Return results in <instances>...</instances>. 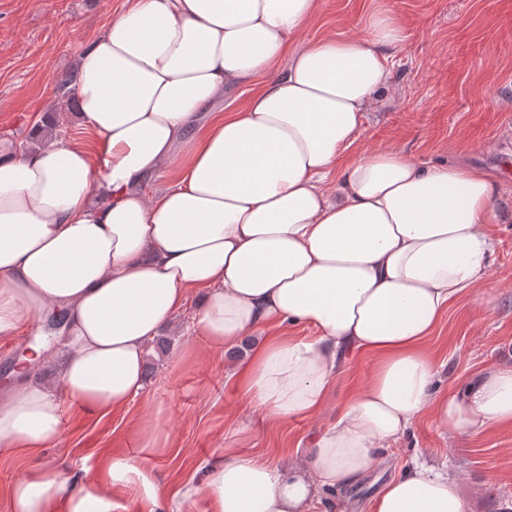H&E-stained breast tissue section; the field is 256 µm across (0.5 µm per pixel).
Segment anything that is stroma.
Here are the masks:
<instances>
[{
	"instance_id": "stroma-1",
	"label": "stroma",
	"mask_w": 512,
	"mask_h": 512,
	"mask_svg": "<svg viewBox=\"0 0 512 512\" xmlns=\"http://www.w3.org/2000/svg\"><path fill=\"white\" fill-rule=\"evenodd\" d=\"M124 3L0 0V141L26 146L48 120L71 145L95 149L93 133L69 109L61 84ZM378 5L400 25L403 41L390 51V81L349 156L384 147L426 166L458 160L498 189L500 218L491 227L495 252L485 280L451 304L426 344L442 382L458 384L484 368L512 366V0H321L301 39L361 36ZM195 308L188 303L177 315L165 365L154 368L127 408L102 419L65 409L54 447L0 458V512H11L12 486L34 468L96 474L106 456L133 447L138 427L158 411L169 446L152 468L168 488L194 478L197 464L220 448L284 464L302 455L313 431L335 422L343 402L372 375L373 358L341 363L317 415L268 421L226 376L229 353L211 351L189 332ZM418 455L451 462L472 512H496L499 502L512 500V427L452 439L425 415L388 448L387 466L346 493L323 492L314 512H371L383 485Z\"/></svg>"
}]
</instances>
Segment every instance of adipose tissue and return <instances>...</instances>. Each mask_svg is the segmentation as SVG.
<instances>
[{"label":"adipose tissue","instance_id":"adipose-tissue-1","mask_svg":"<svg viewBox=\"0 0 512 512\" xmlns=\"http://www.w3.org/2000/svg\"><path fill=\"white\" fill-rule=\"evenodd\" d=\"M319 4L132 0L79 58L76 110L99 157L53 138L0 150V338L59 312L61 329L34 352L65 354L59 388L30 378L0 392V457L55 445L64 406L103 416L139 397L149 342L195 294L192 332L210 348L255 335L231 375L271 419L320 412L347 358L377 354L370 381L311 436L305 462L224 448L199 463V480L169 490L150 469L168 446L154 416L102 475L38 469L14 484L11 512H114L118 486L137 487L148 512H313L321 490L379 469L422 414L451 437L512 426V367L443 388L422 349L483 283L497 190L478 170L395 149L343 163L402 31L380 10L364 36L296 45ZM262 74L243 111L194 131L227 88ZM179 147L182 178L140 192ZM289 322L314 336L258 333ZM371 512L472 510L447 466L417 459Z\"/></svg>","mask_w":512,"mask_h":512}]
</instances>
